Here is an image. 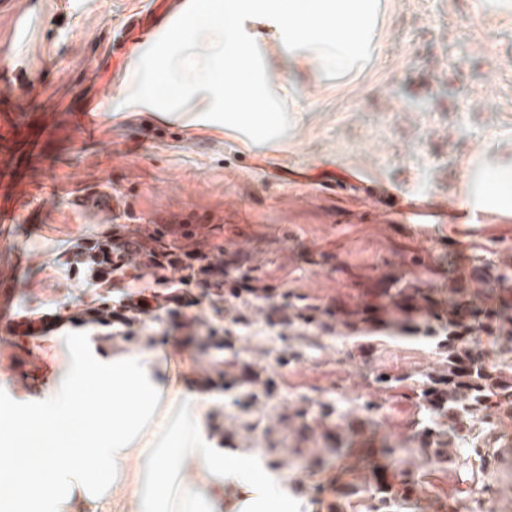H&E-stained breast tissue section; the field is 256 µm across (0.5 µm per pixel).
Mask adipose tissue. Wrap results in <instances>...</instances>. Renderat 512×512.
<instances>
[{
	"mask_svg": "<svg viewBox=\"0 0 512 512\" xmlns=\"http://www.w3.org/2000/svg\"><path fill=\"white\" fill-rule=\"evenodd\" d=\"M382 0H189L175 41L212 49L147 84L142 98L168 114L199 91L223 87L224 123L267 138L284 120L258 73L249 22L277 29L290 68L317 79L361 70L376 47ZM474 212L512 220V167L481 173ZM63 342L75 359L53 390L18 411L0 405V503L18 512H288V474L265 470L264 449L238 458L213 447L214 398L164 390L146 346L100 360L86 336Z\"/></svg>",
	"mask_w": 512,
	"mask_h": 512,
	"instance_id": "obj_1",
	"label": "adipose tissue"
}]
</instances>
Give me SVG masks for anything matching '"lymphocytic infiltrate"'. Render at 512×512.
<instances>
[{
	"label": "lymphocytic infiltrate",
	"instance_id": "lymphocytic-infiltrate-1",
	"mask_svg": "<svg viewBox=\"0 0 512 512\" xmlns=\"http://www.w3.org/2000/svg\"><path fill=\"white\" fill-rule=\"evenodd\" d=\"M60 258L72 275L93 289L94 297L62 314L22 312L26 336H46L68 322L112 327L117 335L129 337L162 316L174 331V348H195L203 337L220 345L235 325L206 323V309L230 313L251 298L267 307L263 322L269 329L283 321L279 287L256 274L239 253L212 256L209 236L197 224H162L153 238L107 224L70 241ZM144 270L152 277L151 285L128 291L129 281Z\"/></svg>",
	"mask_w": 512,
	"mask_h": 512
}]
</instances>
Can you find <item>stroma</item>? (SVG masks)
<instances>
[{"label": "stroma", "instance_id": "1", "mask_svg": "<svg viewBox=\"0 0 512 512\" xmlns=\"http://www.w3.org/2000/svg\"><path fill=\"white\" fill-rule=\"evenodd\" d=\"M379 47L370 66L345 83H304L288 55L262 32L268 93L288 120L266 141L230 131L186 102L157 116L131 107L130 68L167 41L165 16L186 0H0V81L24 95L22 110L0 101V169L28 190L0 238V313L52 310L90 299L89 288L55 259L68 242L104 224H220L225 249L250 254L283 288L313 302L348 299L390 273L413 274V257L444 267L449 254L494 256L512 250V223L486 215L461 221L429 214L410 224L379 210L363 188L396 187L401 203L438 200L468 206L483 167L512 160V20L497 0H383ZM145 19L153 39L125 41L130 19ZM100 110L94 134L73 120L84 103ZM103 191L112 211L76 205ZM252 361L278 380L268 417L300 397L363 392L362 373L433 364L428 350L376 348L371 361L353 342H328L297 362L277 365L265 349L274 331L255 316ZM18 376L0 382L1 401H21L31 387L55 384L66 351L50 337L0 334V357ZM163 386L187 392L185 375L222 367L212 349L159 348ZM348 461L301 469L289 492L291 512H320L350 476ZM461 483L437 472L419 495V512L454 505Z\"/></svg>", "mask_w": 512, "mask_h": 512}]
</instances>
